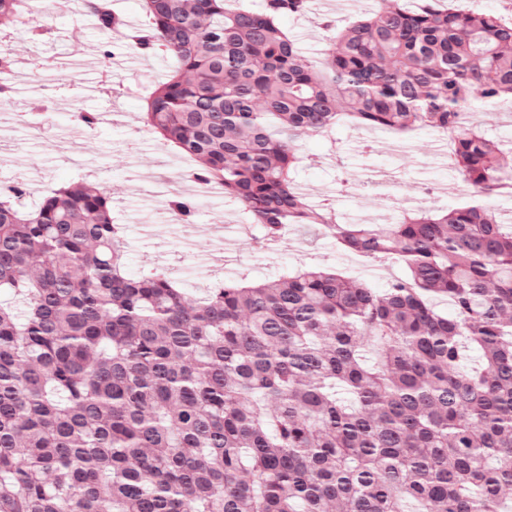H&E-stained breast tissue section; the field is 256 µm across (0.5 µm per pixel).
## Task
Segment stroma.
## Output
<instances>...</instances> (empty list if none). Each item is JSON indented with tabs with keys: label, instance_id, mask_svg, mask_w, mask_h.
<instances>
[{
	"label": "stroma",
	"instance_id": "obj_1",
	"mask_svg": "<svg viewBox=\"0 0 512 512\" xmlns=\"http://www.w3.org/2000/svg\"><path fill=\"white\" fill-rule=\"evenodd\" d=\"M46 25L40 43L22 28L5 38L20 64L11 76L9 103L0 106V182L18 180L47 191L83 178L100 182L123 226L131 275L164 269L199 295L226 278L271 279L300 265L333 268L379 291L404 274L401 263L380 265L338 248L313 225L289 226L278 248H260L261 227L223 193L198 195L193 182L175 180L192 160L144 126L146 97L175 65L170 54L130 62L135 47L120 37L105 39L84 11H54ZM107 62L114 94L88 95L94 65ZM78 109L106 111L110 118L90 127L77 121ZM474 121L497 139L512 166V104L477 109ZM300 151L305 163L297 184L307 200L335 208L352 224H383L404 209L442 210L470 200L469 187L448 160L447 142L431 129L401 136L344 124L332 134L304 138ZM190 195L199 202L194 221L173 219L169 200ZM229 241L230 259L214 262Z\"/></svg>",
	"mask_w": 512,
	"mask_h": 512
}]
</instances>
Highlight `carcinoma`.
Segmentation results:
<instances>
[{"instance_id": "carcinoma-1", "label": "carcinoma", "mask_w": 512, "mask_h": 512, "mask_svg": "<svg viewBox=\"0 0 512 512\" xmlns=\"http://www.w3.org/2000/svg\"><path fill=\"white\" fill-rule=\"evenodd\" d=\"M29 2L0 0V34L43 38ZM306 2L142 0L134 44L176 58L144 122L263 241L319 224L407 275L378 293L301 266L193 300L127 273L99 183L32 207L1 189L0 293L26 309L0 302V512H512V224L485 202L342 224L293 177L299 141L348 119L446 132L475 196L512 187L464 120L512 96V18L379 0L316 64L283 26ZM85 7L123 27L112 0ZM12 67L0 50L1 100ZM169 208L188 222L196 203Z\"/></svg>"}]
</instances>
